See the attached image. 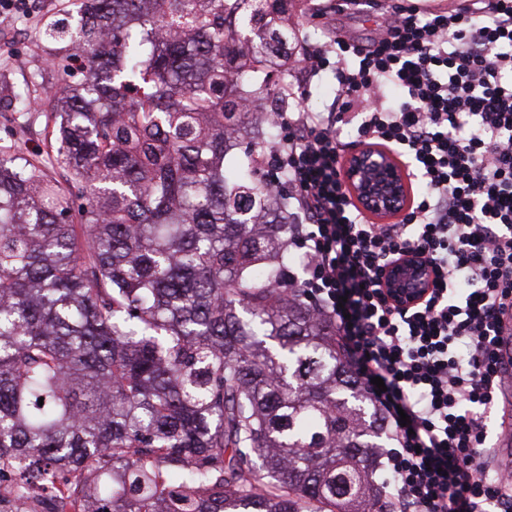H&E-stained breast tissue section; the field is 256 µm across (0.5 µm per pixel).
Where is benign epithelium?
Wrapping results in <instances>:
<instances>
[{"instance_id": "7a95c632", "label": "benign epithelium", "mask_w": 512, "mask_h": 512, "mask_svg": "<svg viewBox=\"0 0 512 512\" xmlns=\"http://www.w3.org/2000/svg\"><path fill=\"white\" fill-rule=\"evenodd\" d=\"M342 171L353 201L363 212L378 218H390L409 208L411 196L407 167L391 150L363 145L345 157ZM430 271L428 261L412 252L385 269L383 285L398 305L410 307L427 288Z\"/></svg>"}]
</instances>
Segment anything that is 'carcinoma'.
Returning a JSON list of instances; mask_svg holds the SVG:
<instances>
[{"label": "carcinoma", "mask_w": 512, "mask_h": 512, "mask_svg": "<svg viewBox=\"0 0 512 512\" xmlns=\"http://www.w3.org/2000/svg\"><path fill=\"white\" fill-rule=\"evenodd\" d=\"M291 2L80 0L0 83L29 113L57 80L66 172L0 155V468L21 470L0 512H38L55 472L81 479L48 512H388L389 432L288 281V172L260 161Z\"/></svg>", "instance_id": "carcinoma-1"}]
</instances>
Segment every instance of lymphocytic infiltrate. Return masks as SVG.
<instances>
[{
    "mask_svg": "<svg viewBox=\"0 0 512 512\" xmlns=\"http://www.w3.org/2000/svg\"><path fill=\"white\" fill-rule=\"evenodd\" d=\"M331 59L330 111L277 116L276 157L304 217L302 286L335 320L394 435V512H512V473L485 477V411L512 382L499 354L512 316V0L430 14L396 2L370 44L336 33L304 61L316 74ZM385 85L401 91L387 105ZM347 125L358 143L414 162L422 189L398 221L373 223L353 202L341 177ZM409 251L429 262L433 288L401 308L382 278Z\"/></svg>",
    "mask_w": 512,
    "mask_h": 512,
    "instance_id": "1",
    "label": "lymphocytic infiltrate"
}]
</instances>
